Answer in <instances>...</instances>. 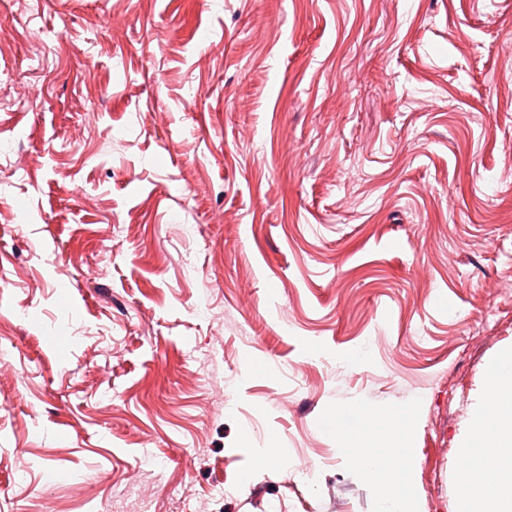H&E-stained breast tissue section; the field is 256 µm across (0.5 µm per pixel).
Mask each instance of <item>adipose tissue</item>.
<instances>
[{
	"label": "adipose tissue",
	"mask_w": 512,
	"mask_h": 512,
	"mask_svg": "<svg viewBox=\"0 0 512 512\" xmlns=\"http://www.w3.org/2000/svg\"><path fill=\"white\" fill-rule=\"evenodd\" d=\"M413 413L410 405L385 412L386 438L380 448L356 445L360 435L377 428L363 404L345 406L322 422L323 427L336 424L343 431L345 461L378 480V512H416L410 494L416 464L406 443V424ZM464 449L469 464L459 477V512H512V351L489 369L487 389L472 413Z\"/></svg>",
	"instance_id": "ef3b65f1"
}]
</instances>
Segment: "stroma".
I'll list each match as a JSON object with an SVG mask.
<instances>
[{
    "label": "stroma",
    "mask_w": 512,
    "mask_h": 512,
    "mask_svg": "<svg viewBox=\"0 0 512 512\" xmlns=\"http://www.w3.org/2000/svg\"><path fill=\"white\" fill-rule=\"evenodd\" d=\"M511 349L512 0H0V512H457ZM414 413L411 405L388 409L384 414L386 438L383 448H357L356 439L369 431L379 429L369 409L361 403L347 405L336 417L322 421L324 428L337 424L343 431L341 452L352 467L362 469L375 477L380 486L378 512H416L410 495L416 464L411 448L406 443V423ZM356 459V460H355Z\"/></svg>",
    "instance_id": "35a3bbf8"
}]
</instances>
